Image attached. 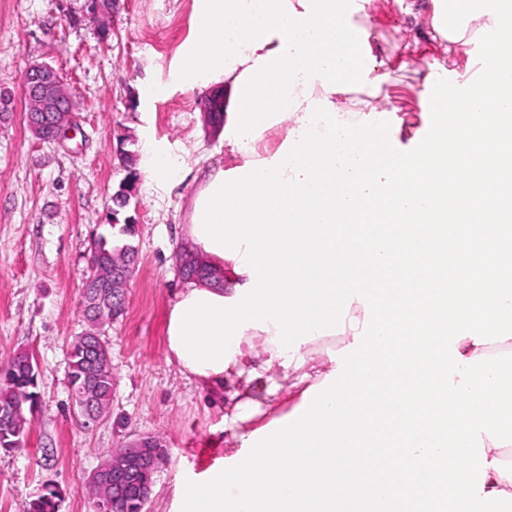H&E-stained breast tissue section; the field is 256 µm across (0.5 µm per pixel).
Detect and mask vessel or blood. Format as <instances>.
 I'll return each mask as SVG.
<instances>
[{"label":"vessel or blood","instance_id":"b4317fda","mask_svg":"<svg viewBox=\"0 0 512 512\" xmlns=\"http://www.w3.org/2000/svg\"><path fill=\"white\" fill-rule=\"evenodd\" d=\"M364 206L340 209L336 212V222L355 229H365L369 235L383 236L387 231L385 224H369L363 217ZM339 273L345 287L369 295L377 309L370 320L372 327H379L383 313L381 311L390 289L399 287L403 272L397 266L384 264L364 249L359 239L345 242L342 252L337 256L335 265L316 266L310 276L305 277L306 286L318 289L324 287L331 273ZM398 395L386 384L368 382L351 384L348 391L336 397V415L339 420L348 421L365 416H374L382 420L390 419L397 411ZM348 469L355 470L370 467L378 474H386L392 465L391 452L384 451L370 459H362L356 454L346 458Z\"/></svg>","mask_w":512,"mask_h":512}]
</instances>
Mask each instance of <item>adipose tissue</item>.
Masks as SVG:
<instances>
[{
  "mask_svg": "<svg viewBox=\"0 0 512 512\" xmlns=\"http://www.w3.org/2000/svg\"><path fill=\"white\" fill-rule=\"evenodd\" d=\"M344 8L343 0H196V35L181 69L190 89L223 82L224 143L239 164L204 173L183 235L232 279L182 288L167 319V349L183 371L211 384L233 368L257 376V344L265 364L287 369L300 346L336 328L349 340L331 355L326 381L298 376L300 403L270 422V435H241L229 472L183 483L182 499L190 512H512V463L500 454L512 446V233L473 223L474 215L512 210V177L488 175L475 162L490 155L512 170V139L503 136L512 131V65L499 62L512 29L497 19L512 13V0L492 13L469 2L446 8L454 40L485 31L496 38L480 80L452 101L444 131L391 164L379 159L388 142L368 153L342 139L336 124V95L361 70ZM281 124L288 133L268 151L263 133ZM371 198L389 229L366 244L403 271L389 296L383 359L367 356L368 295L331 281L316 299L288 277L304 254L335 262L353 235L337 224V209ZM422 209L432 211L431 225L415 224ZM298 224L309 232L297 234ZM488 252L499 257L491 267L482 262ZM440 263L449 264L455 288L423 287ZM358 364L399 392L400 406L385 423L365 417L344 429L322 411L319 394L345 390ZM438 391L468 401L435 413L428 400ZM316 437L326 443V466L313 478ZM382 445L403 459L386 478L345 471L346 452L370 457ZM448 451L472 452V468H435L433 456ZM291 457L298 471L283 470ZM240 470L251 481H236Z\"/></svg>",
  "mask_w": 512,
  "mask_h": 512,
  "instance_id": "ef3b65f1",
  "label": "adipose tissue"
}]
</instances>
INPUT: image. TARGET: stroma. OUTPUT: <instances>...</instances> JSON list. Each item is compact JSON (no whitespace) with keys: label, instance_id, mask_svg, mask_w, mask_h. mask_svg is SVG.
Segmentation results:
<instances>
[{"label":"stroma","instance_id":"1","mask_svg":"<svg viewBox=\"0 0 512 512\" xmlns=\"http://www.w3.org/2000/svg\"><path fill=\"white\" fill-rule=\"evenodd\" d=\"M434 0H369L349 22L361 32L363 80H379L376 102L389 112L382 134L401 154L419 151L438 118L428 68L476 77L475 44L449 53L433 27ZM194 0H119L106 25L90 22L86 0H0V88L18 90L26 67L47 62L63 75L76 114L59 140L44 142L22 113L0 123V356L33 353L40 406L16 453L0 451V512H28L43 484L62 489L58 512H92L84 493L108 451L153 436L165 451L144 512H182L179 487L226 465L239 436L288 414L299 388L280 380L275 397L247 376L230 375L210 393L167 359L166 323L184 282L175 255L184 244L199 170L230 160L221 129L200 108L206 90L177 80L194 37ZM168 153L183 166L172 185L130 172L120 149ZM135 191L126 212L112 196ZM137 222L138 265L122 316L102 327L112 369L110 413L78 426L67 383L69 345L82 335L83 283L98 237L120 239Z\"/></svg>","mask_w":512,"mask_h":512}]
</instances>
